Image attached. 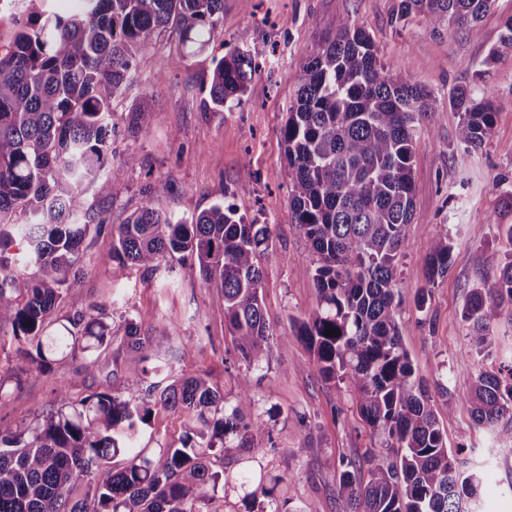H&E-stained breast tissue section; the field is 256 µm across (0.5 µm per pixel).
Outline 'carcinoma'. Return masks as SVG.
Segmentation results:
<instances>
[{
  "label": "carcinoma",
  "mask_w": 512,
  "mask_h": 512,
  "mask_svg": "<svg viewBox=\"0 0 512 512\" xmlns=\"http://www.w3.org/2000/svg\"><path fill=\"white\" fill-rule=\"evenodd\" d=\"M37 0H11L26 20L9 49L0 51V324L34 345L20 356L41 373L59 359L90 353L110 341L103 309L91 305L48 333L63 291L80 279L79 254L103 220L86 192L107 200L112 184L134 165L132 153L115 166L112 104L131 86L137 55L168 29L184 42L208 43L224 23V0H73V7L39 11ZM494 0H400L398 16L427 18L430 32L475 29ZM256 73L247 52L212 60L208 107L241 102ZM426 89L393 76L370 34L350 23L301 65L295 104L281 127L290 179L292 221L317 257V307L292 322L294 337L313 357L321 378L353 389L374 451L357 464L340 462L344 512H465L484 476L465 468L461 451L447 448L398 326L395 281L414 211L413 159L417 126L431 111ZM460 113L458 143L477 149L493 136L491 100L459 85L448 95ZM21 238L33 273L27 300L18 301L7 250ZM270 232L222 204L191 221L146 205L112 228V275L130 267L159 269L180 254L194 260L206 284L221 290L224 318L244 367L238 404L225 412L224 395L207 374L167 382L171 366L147 351L164 337H142L131 323L126 350L150 362L143 376L112 393L78 398L59 379L52 408L25 427L0 419V512H210L224 492V450L255 449L271 431L255 403L251 373L269 353L271 335L260 289L261 258ZM448 234L431 240L425 277L447 275ZM482 274L462 311L476 353L490 352L492 328L512 320V252L488 250ZM339 330L334 337L326 330ZM472 416L512 443V365L482 372L467 394ZM192 412L177 446L153 453L141 446L153 407ZM121 458L119 466L112 464ZM86 485L81 499L74 491Z\"/></svg>",
  "instance_id": "carcinoma-1"
}]
</instances>
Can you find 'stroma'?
<instances>
[{
  "label": "stroma",
  "instance_id": "35a3bbf8",
  "mask_svg": "<svg viewBox=\"0 0 512 512\" xmlns=\"http://www.w3.org/2000/svg\"><path fill=\"white\" fill-rule=\"evenodd\" d=\"M399 3L224 0V25L207 45L188 52L175 31L138 58L132 88L112 105L118 132L112 161L132 153L137 162L113 183L105 227L82 245L81 282L53 312L61 320L89 304L103 305L111 342L98 351L94 370L78 355L43 374L22 368L11 327H0V387L8 394L10 422L25 426L49 410L59 379L81 397L111 392L139 376L141 363L124 351L131 321L140 335L164 337L157 355L169 362L173 377L207 373L226 404L235 405L242 372L225 364L234 347L216 314L222 294L176 257L151 276L137 268L120 280L112 275V228L133 211L149 204L185 222L221 203L269 227L260 294L278 338L255 373L254 408L263 412L271 436L253 452H225L224 473L252 472L254 483L271 488L286 512H342L338 462L363 457L371 441L353 394L324 382L307 347L291 335L290 318L309 314L318 296L315 258L291 218L280 130L296 100L303 59L349 22L370 33L394 75L432 94V112L416 138L414 215L396 278L398 324L416 374L430 387L449 449L470 451L486 472L471 512H512V444L495 445L492 432L475 424L466 397L480 372L512 359V321L494 327L495 349L487 358L472 351L471 327L462 318L479 277V255L512 251L498 233L499 225L512 224V49L499 46L512 0H494L476 31L454 27L438 35L423 16L398 18ZM235 50L249 52L258 72L241 104L206 110L210 61ZM494 50L499 56L493 60ZM465 83L477 84L496 109L492 139L470 152L457 142L460 114L448 105L450 90ZM135 107L148 109L150 120L132 137L125 125ZM158 179L168 180L170 191L153 199L146 188ZM443 233L453 240V263L431 286L426 258L432 238ZM190 420L188 411L157 407L144 434L154 448L175 444Z\"/></svg>",
  "mask_w": 512,
  "mask_h": 512
}]
</instances>
